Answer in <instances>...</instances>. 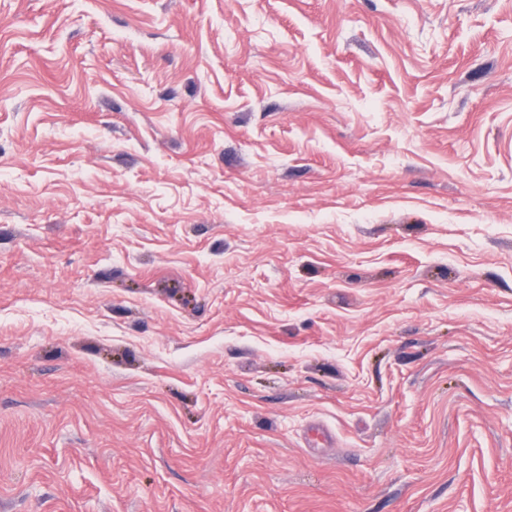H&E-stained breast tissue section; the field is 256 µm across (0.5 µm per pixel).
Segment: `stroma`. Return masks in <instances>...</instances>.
<instances>
[{
	"mask_svg": "<svg viewBox=\"0 0 512 512\" xmlns=\"http://www.w3.org/2000/svg\"><path fill=\"white\" fill-rule=\"evenodd\" d=\"M0 512H512V0H0Z\"/></svg>",
	"mask_w": 512,
	"mask_h": 512,
	"instance_id": "1",
	"label": "stroma"
}]
</instances>
